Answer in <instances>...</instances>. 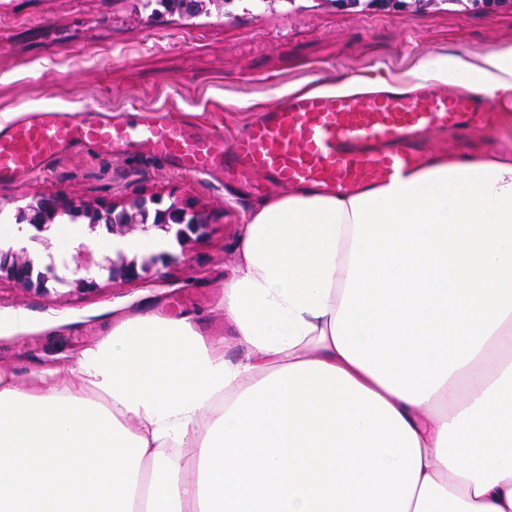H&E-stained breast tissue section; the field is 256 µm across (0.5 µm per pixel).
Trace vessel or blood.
Masks as SVG:
<instances>
[{
  "label": "vessel or blood",
  "mask_w": 512,
  "mask_h": 512,
  "mask_svg": "<svg viewBox=\"0 0 512 512\" xmlns=\"http://www.w3.org/2000/svg\"><path fill=\"white\" fill-rule=\"evenodd\" d=\"M485 119L473 97L425 85L408 95L298 94L246 125L229 151L213 135L190 131L172 117L132 127L87 112L75 121L36 110L0 126V184L43 170L65 145L97 142L138 146L173 159L187 172L220 168L233 181L262 174L283 187H316L336 195L393 181L417 167L414 143L429 132L468 134Z\"/></svg>",
  "instance_id": "1"
}]
</instances>
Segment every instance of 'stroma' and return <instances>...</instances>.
<instances>
[{
	"label": "stroma",
	"instance_id": "1",
	"mask_svg": "<svg viewBox=\"0 0 512 512\" xmlns=\"http://www.w3.org/2000/svg\"><path fill=\"white\" fill-rule=\"evenodd\" d=\"M512 49V11L465 9L452 0L408 16L389 10L355 14L332 0H234L227 11L192 18L155 16L141 0H0V125L33 108L61 119L99 112L135 125L171 115L212 134L218 150L267 109L291 95L351 76L392 85L412 80L420 60L459 53L473 59ZM471 152L512 153V98L489 110ZM278 185L228 182L221 170L196 175L147 151L97 143L64 146L47 169L0 185V222L56 195L93 208L139 196L179 200L203 211L204 237L127 256L170 254L133 282L96 277L73 291L48 282L28 290L0 280V369L23 385L40 372L70 377L82 354L107 339L120 314L148 310L193 317L206 333L228 339L220 303L237 255V231L254 204ZM26 322L14 323L17 312Z\"/></svg>",
	"mask_w": 512,
	"mask_h": 512
}]
</instances>
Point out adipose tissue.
<instances>
[{
	"label": "adipose tissue",
	"instance_id": "adipose-tissue-1",
	"mask_svg": "<svg viewBox=\"0 0 512 512\" xmlns=\"http://www.w3.org/2000/svg\"><path fill=\"white\" fill-rule=\"evenodd\" d=\"M414 77L492 106L512 50ZM222 304L243 357L138 313L0 371V512H512V156L260 200Z\"/></svg>",
	"mask_w": 512,
	"mask_h": 512
}]
</instances>
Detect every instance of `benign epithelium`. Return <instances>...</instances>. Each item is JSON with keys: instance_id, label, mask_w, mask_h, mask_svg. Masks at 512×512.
Segmentation results:
<instances>
[{"instance_id": "obj_1", "label": "benign epithelium", "mask_w": 512, "mask_h": 512, "mask_svg": "<svg viewBox=\"0 0 512 512\" xmlns=\"http://www.w3.org/2000/svg\"><path fill=\"white\" fill-rule=\"evenodd\" d=\"M331 2L354 12L360 9L365 11L375 5H392L397 7L399 12L404 13L410 4L420 8L435 2V0H331ZM147 203L144 200L114 203L110 207L89 213L61 197H40L36 203L19 210L17 220L30 223V227L35 230V234L31 236L33 241L43 240V233L50 230L55 219L65 216L72 219L88 218V228L92 233L103 226L108 233L120 236H124L130 231H137L145 236L157 233L172 234L180 243L191 239L194 235H202V231L207 225L204 213L196 210L190 211L175 201L161 208L159 204L162 203V198L153 197L150 203L156 205V208L152 211L147 208ZM74 260L79 269L83 268L88 271L95 267L100 272H106L108 279L112 281L132 282L140 278L138 269L146 270L160 261H168L169 257L151 256L139 262L137 258L129 259L120 252L115 259L105 256L96 260L93 258L90 247L81 243L76 248ZM3 277L40 290L46 289V284L50 280L68 284L76 290H89L97 286V282L92 276L80 277L71 281L66 279L60 274L58 264L52 256L49 257V262L45 265L44 270L37 272L31 260L21 256L18 251L13 249L7 251L0 249V279Z\"/></svg>"}]
</instances>
